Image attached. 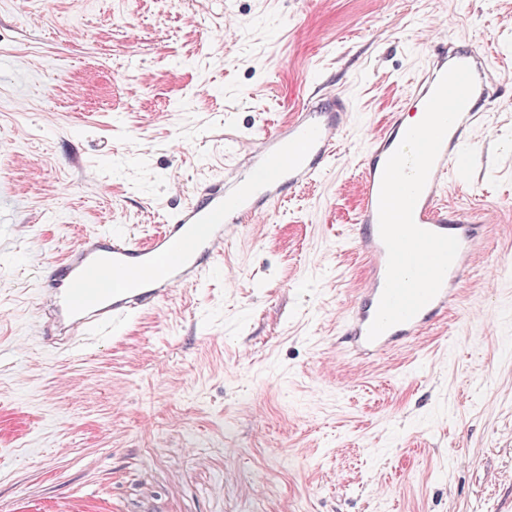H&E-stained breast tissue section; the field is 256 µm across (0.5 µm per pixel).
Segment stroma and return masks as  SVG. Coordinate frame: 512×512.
<instances>
[{
	"instance_id": "stroma-1",
	"label": "stroma",
	"mask_w": 512,
	"mask_h": 512,
	"mask_svg": "<svg viewBox=\"0 0 512 512\" xmlns=\"http://www.w3.org/2000/svg\"><path fill=\"white\" fill-rule=\"evenodd\" d=\"M499 73L453 199L492 212L455 303L341 344L361 163L436 37ZM322 92L342 151L199 281L68 350L43 276L148 240ZM0 512H512V0H0Z\"/></svg>"
}]
</instances>
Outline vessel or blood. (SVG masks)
<instances>
[{"mask_svg":"<svg viewBox=\"0 0 512 512\" xmlns=\"http://www.w3.org/2000/svg\"><path fill=\"white\" fill-rule=\"evenodd\" d=\"M456 64L472 68L475 89L444 138L415 205L414 220L422 229L456 237L459 250L438 294L411 320L371 341L367 331L384 289L388 263L378 220L383 169L405 134L406 112L425 104L442 74ZM497 87L485 55L471 41L441 38L393 118L371 136L363 158V190L352 236L356 250L369 263V272L348 320L338 331L361 358H377L420 338L456 301L489 215L448 205L442 195L465 166L461 147L472 130L489 125L497 109ZM348 120L343 99L333 95L307 98L294 117L253 142L222 178L205 185L190 202L165 217L162 231L150 240L140 242L108 231L83 237L54 265L48 281L47 293L53 303L43 327L50 332L52 343L61 345L90 329L126 322L205 274L223 253L225 242L243 225L266 221L282 201L284 188L309 183L322 171L334 156Z\"/></svg>","mask_w":512,"mask_h":512,"instance_id":"b4317fda","label":"vessel or blood"}]
</instances>
